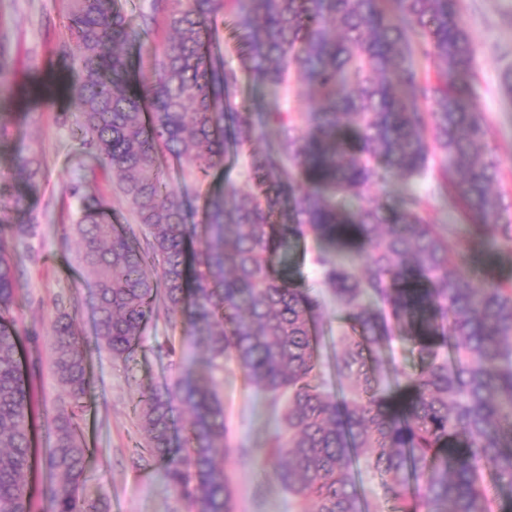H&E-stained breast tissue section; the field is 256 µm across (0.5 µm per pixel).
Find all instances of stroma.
I'll list each match as a JSON object with an SVG mask.
<instances>
[{
	"instance_id": "1",
	"label": "stroma",
	"mask_w": 512,
	"mask_h": 512,
	"mask_svg": "<svg viewBox=\"0 0 512 512\" xmlns=\"http://www.w3.org/2000/svg\"><path fill=\"white\" fill-rule=\"evenodd\" d=\"M463 3L477 47L474 103L490 127L489 152L502 169L498 189L512 200V97L499 88L502 73L512 68V52H503L504 47L512 49V0ZM0 35L9 49V70L0 80V177L20 183L22 157L35 155L42 162L40 185L31 198L39 220L36 233L13 239L12 245L19 262L13 314L22 336L36 423L29 481L35 512H47V494L56 478L45 458L55 440L51 419L60 393L51 369V327L66 311L78 333L95 336V282L75 261L71 226L89 194L102 200L115 223L129 224L133 217L115 191L111 170L76 137L78 114L65 92L37 91L38 86L66 83L73 77L68 60L59 54L67 40L63 0H0ZM163 167L171 187L198 204L228 184L246 190L253 186L242 153L227 157L222 169L201 181L171 162ZM312 246V241L288 237L280 251V267L284 274L316 287L320 274L310 262ZM324 301L320 373L332 388L337 331L344 314L332 295H325ZM202 356L186 337L182 322L162 316L149 322L132 358L115 359L106 350H90L92 396L81 423L90 450L84 493L106 502L108 512H188L185 502L169 489L164 466L137 460L143 444L137 408L145 391L163 382L175 383ZM218 379L232 450L224 467L234 489L235 512H295L272 468L254 461L277 429L278 410L266 394L248 384L235 364H226Z\"/></svg>"
}]
</instances>
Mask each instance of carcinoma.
<instances>
[{
  "label": "carcinoma",
  "instance_id": "carcinoma-1",
  "mask_svg": "<svg viewBox=\"0 0 512 512\" xmlns=\"http://www.w3.org/2000/svg\"><path fill=\"white\" fill-rule=\"evenodd\" d=\"M163 18L156 77L129 84L124 48ZM77 79L66 86L84 145L116 174L136 224H114L101 200H82L76 258L95 277L96 347L127 359L158 315L182 316L207 358L176 385L142 396L143 449L166 467L189 512H234L222 460L230 456L216 372L233 361L257 390L288 393L283 428L262 450L297 512H360L353 464L377 471L392 512H494L482 484L493 470L512 486V286L474 269L450 233L428 218L429 199L363 204L371 187L434 170L432 192L451 194L468 240L512 242V202L493 192L500 164L485 158L489 128L474 107L476 47L462 0H152L136 24L119 0H65ZM242 66L271 96L260 112L237 102L238 70L224 58L218 20ZM301 73L313 87L284 110L281 92ZM427 104L422 109L421 104ZM275 135L250 154L256 190L227 185L205 198L202 224L168 183L166 157L207 177L224 156ZM30 188L41 174L21 159ZM0 182V226L33 234L35 216ZM204 232V246L189 239ZM310 236L322 285L346 312L336 391L320 378L316 291L283 276L287 236ZM18 271L0 236V512H32L33 397L12 315ZM418 349L420 372L380 362L395 392L361 378L366 355L395 332ZM52 367L62 394L45 464L59 481L51 512H105L82 485L89 449L82 421L89 343L72 317L52 325ZM189 414L174 444L179 412Z\"/></svg>",
  "mask_w": 512,
  "mask_h": 512
}]
</instances>
